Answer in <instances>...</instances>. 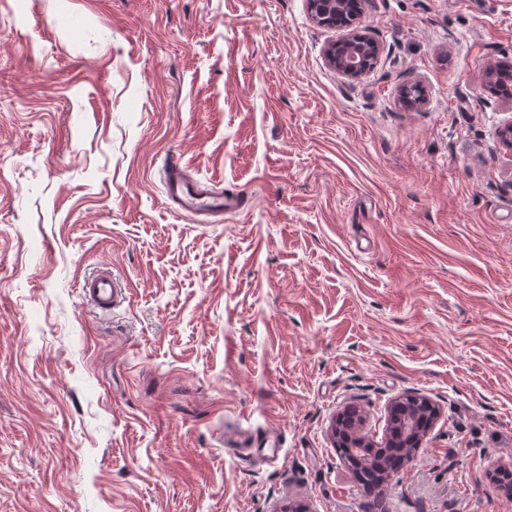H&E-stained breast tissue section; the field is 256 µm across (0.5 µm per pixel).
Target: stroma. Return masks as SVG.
<instances>
[{
	"instance_id": "stroma-1",
	"label": "stroma",
	"mask_w": 512,
	"mask_h": 512,
	"mask_svg": "<svg viewBox=\"0 0 512 512\" xmlns=\"http://www.w3.org/2000/svg\"><path fill=\"white\" fill-rule=\"evenodd\" d=\"M362 26L352 81L307 0H0V512H363L334 418L410 391L442 416L391 512H512V0ZM174 161L243 208L183 212ZM351 39L342 54H336V43L324 50L327 65L349 80L360 78L368 71L374 70L381 59L382 47L378 41L368 37L359 38L351 34ZM81 294L84 299L100 311H110L122 297L121 288L111 276L98 274L83 281Z\"/></svg>"
}]
</instances>
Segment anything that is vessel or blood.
<instances>
[{
  "label": "vessel or blood",
  "instance_id": "1",
  "mask_svg": "<svg viewBox=\"0 0 512 512\" xmlns=\"http://www.w3.org/2000/svg\"><path fill=\"white\" fill-rule=\"evenodd\" d=\"M165 191L182 210L197 216H216L241 208L242 200L234 194L221 192L210 195L200 192L196 183L187 175L184 166L172 163L165 174ZM81 294L93 307L109 311L120 300L121 290L111 276L99 274L83 281Z\"/></svg>",
  "mask_w": 512,
  "mask_h": 512
}]
</instances>
